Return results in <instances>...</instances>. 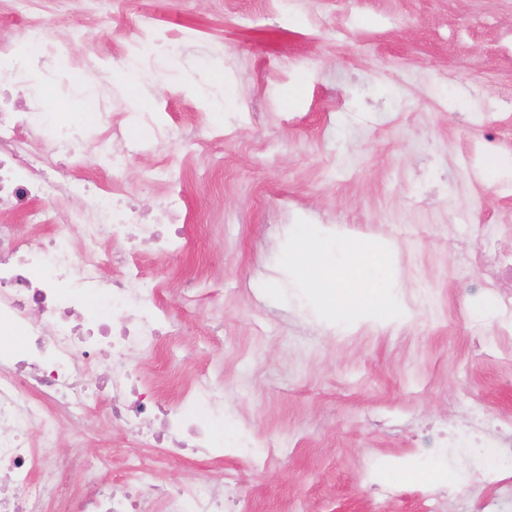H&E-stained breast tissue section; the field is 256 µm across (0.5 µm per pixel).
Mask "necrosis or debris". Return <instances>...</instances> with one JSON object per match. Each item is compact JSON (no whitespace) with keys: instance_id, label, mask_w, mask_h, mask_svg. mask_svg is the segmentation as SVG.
Returning a JSON list of instances; mask_svg holds the SVG:
<instances>
[{"instance_id":"4bbe7bcc","label":"necrosis or debris","mask_w":512,"mask_h":512,"mask_svg":"<svg viewBox=\"0 0 512 512\" xmlns=\"http://www.w3.org/2000/svg\"><path fill=\"white\" fill-rule=\"evenodd\" d=\"M27 31L31 54L13 58L10 80L0 83V209L20 212L50 234L31 243L19 238L15 224L0 220V334L20 336L9 355L0 354V512H48L43 489L53 479L54 465L41 449L54 444L60 416L83 422L98 410L160 454L189 448L213 460L224 456L195 413L199 406L223 411L220 389L201 374L188 373L177 402L162 405L144 364L133 360L176 333L159 304L165 283H147L142 267L148 254L182 249L178 197L165 192L152 217L128 202L119 174L127 156L143 147L131 145L124 154L113 150L123 138L126 115L106 88L96 101L98 133L73 166L108 168L112 180L91 194L68 172H55L54 154L70 151L81 132L62 128L54 133L52 150L39 146L46 117L35 93L22 97L14 90L32 59L50 60L62 46L38 23H29ZM184 50L179 36L159 39L142 30L124 61L157 68L178 60ZM66 197L89 203L79 213H63L56 203ZM75 224L82 228L77 238L71 234ZM481 257L487 275L470 288L484 297L496 292L500 278L512 279V253L501 251L495 233L487 230ZM93 296L104 302L105 313L88 310ZM489 420L478 402L466 426L448 434L428 432L420 440L485 469L496 491L489 512H512V484L496 480L495 469L486 468L479 454L488 448L499 461L512 463V432L485 434ZM107 467L102 460L87 463L85 492L61 502L57 512H224V499L237 486L228 474L220 484L207 478L173 487L155 484L146 495L128 481L106 484Z\"/></svg>"}]
</instances>
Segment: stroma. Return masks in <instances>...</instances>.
<instances>
[{
  "mask_svg": "<svg viewBox=\"0 0 512 512\" xmlns=\"http://www.w3.org/2000/svg\"><path fill=\"white\" fill-rule=\"evenodd\" d=\"M142 17L136 0H38L29 18L0 10L16 31L36 18L56 33L65 53L46 89L54 97L78 57L116 85ZM146 17L154 32L185 38L178 72L141 74L149 112L209 142L123 172L143 206L168 187L182 195L183 251L144 269L167 280L160 305L186 323L153 353V378L171 400L177 375L200 365L224 394L223 413L197 410L215 439L236 430L285 446L260 468L238 454H175L163 480L235 474L255 512H428V492L444 493L447 512L464 499L478 508L484 477L398 478L387 497L360 467L432 456L391 418L459 421L476 397L512 416V347L489 345L467 288L481 274L482 229L512 248V187L483 174L489 157H512V0H282L274 19L260 0H154ZM216 70L219 119L195 88ZM306 217L371 249L392 243L405 320L339 331L322 318L326 297L288 287L284 255ZM189 279L207 296L190 316ZM48 453L64 493L84 463L111 458L108 482L145 450L113 422L94 420L79 437L65 419Z\"/></svg>",
  "mask_w": 512,
  "mask_h": 512,
  "instance_id": "35a3bbf8",
  "label": "stroma"
}]
</instances>
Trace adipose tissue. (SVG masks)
I'll return each instance as SVG.
<instances>
[{
    "label": "adipose tissue",
    "instance_id": "ef3b65f1",
    "mask_svg": "<svg viewBox=\"0 0 512 512\" xmlns=\"http://www.w3.org/2000/svg\"><path fill=\"white\" fill-rule=\"evenodd\" d=\"M295 239L292 271L302 287L320 290L340 279L347 283L346 292L337 294L332 302L331 314L337 329H345L353 317L386 324L406 316L402 292L384 286L383 264L390 255L388 245L370 251L356 238L335 245L330 233L304 224L299 225Z\"/></svg>",
    "mask_w": 512,
    "mask_h": 512
}]
</instances>
